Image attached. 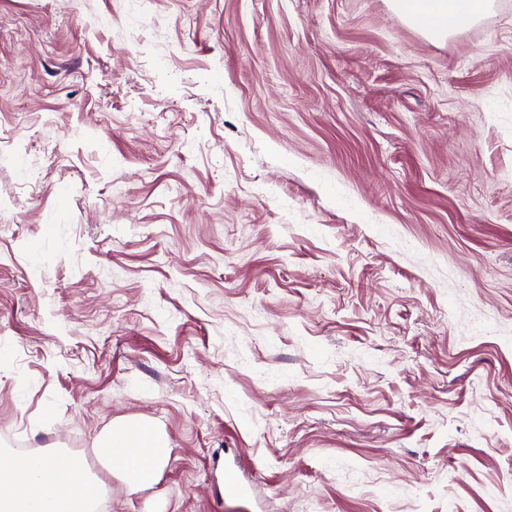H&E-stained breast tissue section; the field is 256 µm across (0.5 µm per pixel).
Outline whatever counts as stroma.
<instances>
[{
	"label": "stroma",
	"mask_w": 512,
	"mask_h": 512,
	"mask_svg": "<svg viewBox=\"0 0 512 512\" xmlns=\"http://www.w3.org/2000/svg\"><path fill=\"white\" fill-rule=\"evenodd\" d=\"M0 450L102 512H512V0H0ZM493 0H388L390 11L432 41L442 42L453 33L486 17ZM99 462L130 491H138L152 480L167 462V438L155 427L134 421H115L96 437ZM237 464H224L217 479L219 498L216 504L225 510H246L243 503L248 498V491Z\"/></svg>",
	"instance_id": "obj_1"
}]
</instances>
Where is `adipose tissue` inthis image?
Segmentation results:
<instances>
[{
  "label": "adipose tissue",
  "instance_id": "adipose-tissue-1",
  "mask_svg": "<svg viewBox=\"0 0 512 512\" xmlns=\"http://www.w3.org/2000/svg\"><path fill=\"white\" fill-rule=\"evenodd\" d=\"M390 11L428 39L448 36L486 17L493 0H388ZM99 462L130 491L143 488L167 462V438L155 427L115 421L96 437ZM104 485L77 458L0 454V512H96Z\"/></svg>",
  "mask_w": 512,
  "mask_h": 512
}]
</instances>
